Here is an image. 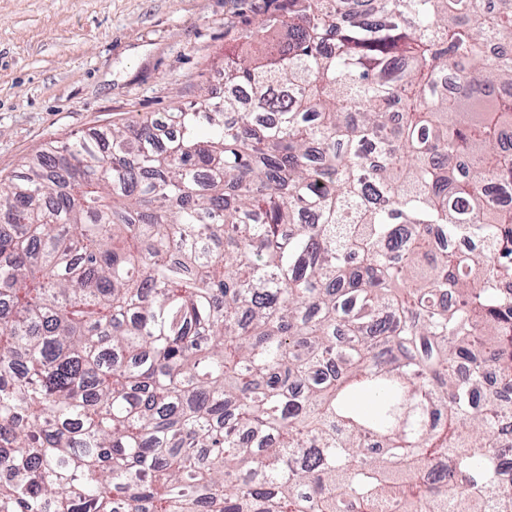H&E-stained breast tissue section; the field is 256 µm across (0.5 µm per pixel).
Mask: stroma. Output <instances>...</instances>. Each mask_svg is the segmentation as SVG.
Returning a JSON list of instances; mask_svg holds the SVG:
<instances>
[{
	"label": "stroma",
	"instance_id": "35a3bbf8",
	"mask_svg": "<svg viewBox=\"0 0 512 512\" xmlns=\"http://www.w3.org/2000/svg\"><path fill=\"white\" fill-rule=\"evenodd\" d=\"M282 0H0V177L52 140L224 92V53Z\"/></svg>",
	"mask_w": 512,
	"mask_h": 512
}]
</instances>
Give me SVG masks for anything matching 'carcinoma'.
<instances>
[{
  "label": "carcinoma",
  "mask_w": 512,
  "mask_h": 512,
  "mask_svg": "<svg viewBox=\"0 0 512 512\" xmlns=\"http://www.w3.org/2000/svg\"><path fill=\"white\" fill-rule=\"evenodd\" d=\"M359 2L0 178V512H512V0Z\"/></svg>",
  "instance_id": "carcinoma-1"
}]
</instances>
